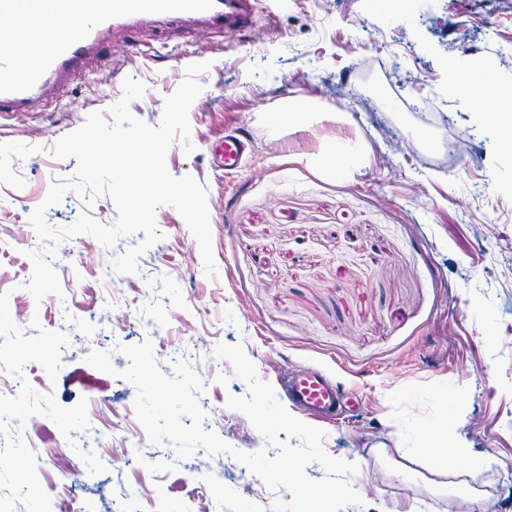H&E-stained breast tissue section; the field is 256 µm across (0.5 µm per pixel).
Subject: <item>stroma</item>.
I'll list each match as a JSON object with an SVG mask.
<instances>
[{"label":"stroma","mask_w":512,"mask_h":512,"mask_svg":"<svg viewBox=\"0 0 512 512\" xmlns=\"http://www.w3.org/2000/svg\"><path fill=\"white\" fill-rule=\"evenodd\" d=\"M361 22L382 36L356 53L347 40ZM140 42L131 54L129 36L105 29L88 65L62 88L0 118V143L19 157L16 174L0 177V197L16 199L0 224L29 223L53 183L75 181L76 159L48 157L41 143L57 142L92 113L109 114L129 77L145 87L131 113L158 127L187 67L205 62L203 89L188 113L194 150L172 144L165 163L172 176L191 175L207 188L216 275L206 276L196 238L170 205L156 211L160 240L112 291L100 277L101 256L78 254L79 236L51 255L31 256L22 244L0 252V283L17 271L31 274L32 356L17 390L37 385L46 355L60 362L47 407L29 427L59 429L75 447L71 477L48 464L39 481L73 480L75 512H100L102 485L118 498L131 485L155 490L196 478L201 449L182 459L171 444L145 438L121 458L80 453L87 438L74 423L98 413L101 397L111 398L117 427L142 431L136 389L117 373L129 364L123 347L147 340L164 375L184 360L200 376L205 429L246 453L266 448L249 418L227 405L247 394L246 382L231 363L210 364L218 344L239 343L264 382L287 369L320 368L346 389L343 413L323 427L325 451L358 466L347 481L362 502L343 512L413 495L424 512H450L458 497L429 486L426 464L402 473L372 453L379 445H418L448 412L449 441L469 448L474 482L488 486L487 512H512V348L501 332L512 318V152L503 151L492 123L449 96L445 70L478 46L484 53L472 68H490L512 84V0H443L420 9L413 25L391 30L371 0H304L275 19L259 15L246 36L170 28L143 32ZM368 59L385 62L397 79L394 90L368 83L383 110L350 97ZM298 97L312 101L317 119L266 127L267 104L284 108ZM237 128L251 135L250 154L241 168L218 170L211 149ZM427 133L437 146L461 141L455 168L406 149L408 138ZM336 141L360 150L358 169L322 164ZM46 208L53 228L84 213L107 226L117 217L111 196L90 190L67 191ZM161 317L166 327L152 333L149 322ZM77 320L90 331L75 357L59 345ZM96 350L109 354L113 373L87 363ZM447 394L458 396L455 408H447ZM224 469L219 512H251L252 472L230 456Z\"/></svg>","instance_id":"obj_1"}]
</instances>
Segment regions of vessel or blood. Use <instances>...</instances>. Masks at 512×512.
<instances>
[{"label": "vessel or blood", "instance_id": "obj_1", "mask_svg": "<svg viewBox=\"0 0 512 512\" xmlns=\"http://www.w3.org/2000/svg\"><path fill=\"white\" fill-rule=\"evenodd\" d=\"M258 0H64L53 11L47 0H0V13L16 17L20 30L0 35V114L25 110L46 86L80 68L92 53L103 25L137 32L169 23L183 30L204 27L244 33ZM249 144L227 136L213 150L220 168H239ZM280 401L312 419L337 416L342 391L325 374L305 369L282 382Z\"/></svg>", "mask_w": 512, "mask_h": 512}]
</instances>
